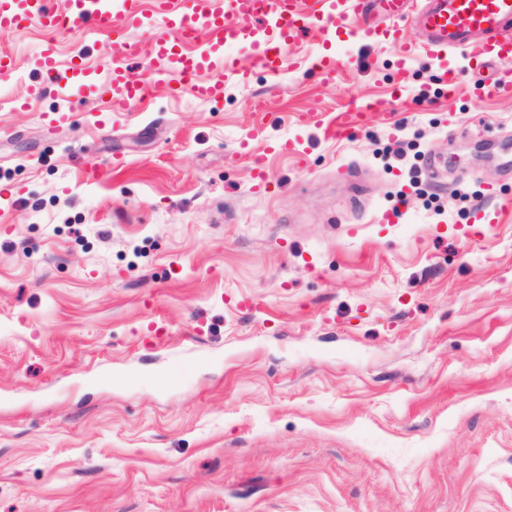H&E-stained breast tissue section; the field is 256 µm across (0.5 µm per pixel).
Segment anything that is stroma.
<instances>
[{"label":"stroma","mask_w":512,"mask_h":512,"mask_svg":"<svg viewBox=\"0 0 512 512\" xmlns=\"http://www.w3.org/2000/svg\"><path fill=\"white\" fill-rule=\"evenodd\" d=\"M167 32H0V512H512V98L410 25L332 48L331 81L308 31L280 78L243 45L221 96L174 97ZM81 45L94 78L150 81L145 108L33 96L41 52ZM371 101L341 142L298 121ZM289 138L303 156L269 152Z\"/></svg>","instance_id":"stroma-1"}]
</instances>
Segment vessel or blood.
Here are the masks:
<instances>
[{
	"label": "vessel or blood",
	"instance_id": "vessel-or-blood-1",
	"mask_svg": "<svg viewBox=\"0 0 512 512\" xmlns=\"http://www.w3.org/2000/svg\"><path fill=\"white\" fill-rule=\"evenodd\" d=\"M154 11L177 34L176 39L156 38L152 43L155 74L173 77L171 94L190 88L199 98L223 92L218 76L235 71L233 56L220 47L250 44L259 69L278 75L287 62L285 49L303 32L313 30L324 44L352 37L371 43H399V24L416 14L426 52L445 57L471 50L469 66L478 77L479 90L492 99L512 98V0H154ZM143 12L139 0H65L57 9L53 0H0V31L31 24L53 33H72L87 24L122 36L126 26L139 25ZM210 34L206 44H193L197 27ZM43 76L34 94L56 88L64 93L92 94L110 108L130 112L149 97L148 84L123 62H114L106 80L91 83L83 51H75L67 69H60L51 51L37 60ZM374 104L337 113L331 120L305 117L324 137L340 141L362 128Z\"/></svg>",
	"mask_w": 512,
	"mask_h": 512
}]
</instances>
